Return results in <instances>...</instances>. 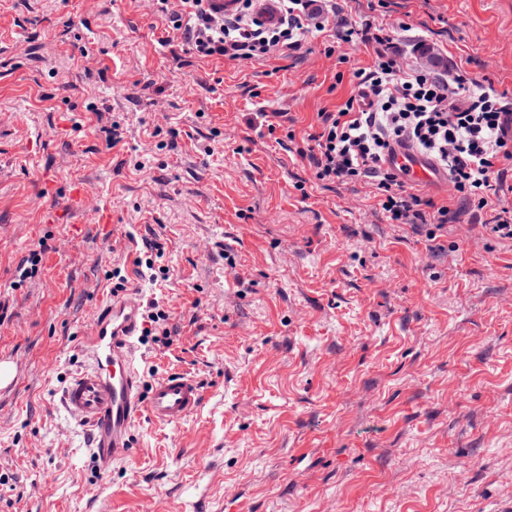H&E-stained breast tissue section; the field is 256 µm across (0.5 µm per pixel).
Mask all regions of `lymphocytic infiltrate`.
<instances>
[{
  "label": "lymphocytic infiltrate",
  "instance_id": "f902f5d3",
  "mask_svg": "<svg viewBox=\"0 0 512 512\" xmlns=\"http://www.w3.org/2000/svg\"><path fill=\"white\" fill-rule=\"evenodd\" d=\"M157 13L195 58L264 63L299 51L314 33L372 47L375 61L354 71L355 86L334 108H321L306 159L321 183H366L387 219L413 228L441 229L470 210L482 230L512 241V97L493 84L463 75L448 80L405 67L389 51L383 27L356 26L336 18L333 0H280L279 23L254 18V0H241L240 13L215 16L209 0H152ZM407 144L444 170L457 206L436 202L406 185L387 158Z\"/></svg>",
  "mask_w": 512,
  "mask_h": 512
}]
</instances>
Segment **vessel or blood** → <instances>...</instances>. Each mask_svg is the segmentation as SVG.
Returning <instances> with one entry per match:
<instances>
[{"label": "vessel or blood", "mask_w": 512, "mask_h": 512, "mask_svg": "<svg viewBox=\"0 0 512 512\" xmlns=\"http://www.w3.org/2000/svg\"><path fill=\"white\" fill-rule=\"evenodd\" d=\"M393 163L409 184L443 183L445 174L414 149H397ZM138 292L100 303L93 325L81 332L79 351L85 362L61 390L60 404L87 434L89 452L100 470L132 454L136 423L176 425L198 411L204 401L191 377L169 373L143 384L136 355L142 334Z\"/></svg>", "instance_id": "obj_1"}]
</instances>
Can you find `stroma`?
<instances>
[{
    "mask_svg": "<svg viewBox=\"0 0 512 512\" xmlns=\"http://www.w3.org/2000/svg\"><path fill=\"white\" fill-rule=\"evenodd\" d=\"M336 6L512 96V0ZM164 26L145 0H0V512H512V242L466 213L431 242L314 179L297 150L363 45L212 62ZM148 240L167 280L138 275ZM117 267L172 332L140 341L144 381L204 403L102 473L59 398Z\"/></svg>",
    "mask_w": 512,
    "mask_h": 512,
    "instance_id": "stroma-1",
    "label": "stroma"
}]
</instances>
